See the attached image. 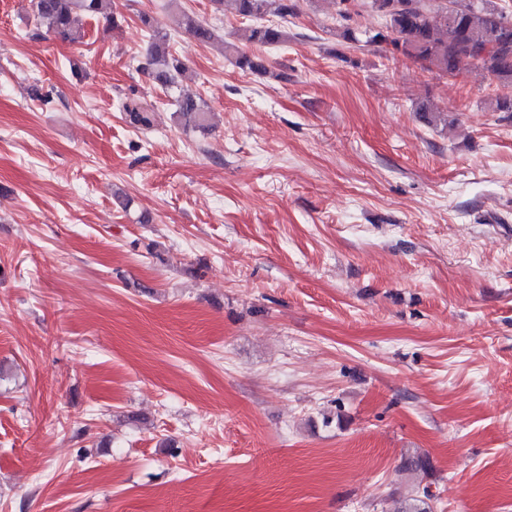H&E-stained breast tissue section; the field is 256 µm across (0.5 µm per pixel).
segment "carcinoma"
<instances>
[{
    "label": "carcinoma",
    "instance_id": "carcinoma-1",
    "mask_svg": "<svg viewBox=\"0 0 512 512\" xmlns=\"http://www.w3.org/2000/svg\"><path fill=\"white\" fill-rule=\"evenodd\" d=\"M230 2L236 16L250 22L242 29L249 44L265 46L288 42V30L280 24H267L265 18L283 19L295 13L290 0H212L220 7ZM38 24L55 37L68 41L82 29L87 17H101L112 29L122 26V19L112 10V0H32ZM368 7L383 21L386 33L378 39L423 68L439 75H457L464 69L485 72L491 79L512 85V13L495 0H366ZM152 32L141 70L161 88L178 87L187 73L186 64L169 50L167 35L158 30L149 14L140 17ZM181 25L197 42L211 45L217 37L213 29L192 14L181 13ZM224 54L235 65L257 74H267L264 60L239 50L232 42L224 43ZM176 114L184 127L207 133L212 130L210 112L201 98L186 93L175 97ZM433 499L425 485L416 495L404 500L397 512H431Z\"/></svg>",
    "mask_w": 512,
    "mask_h": 512
}]
</instances>
